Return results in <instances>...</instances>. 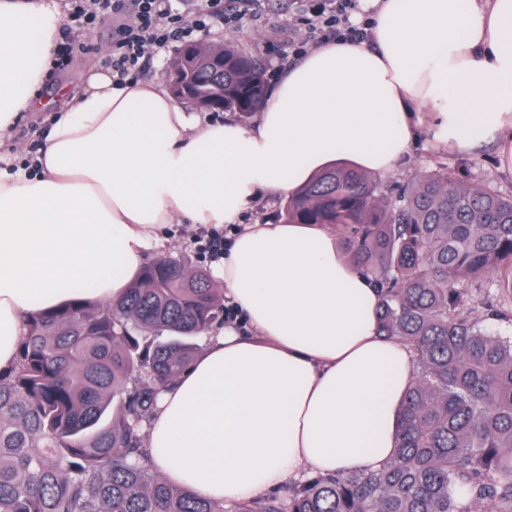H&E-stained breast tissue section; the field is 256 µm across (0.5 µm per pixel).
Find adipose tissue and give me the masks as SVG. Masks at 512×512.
I'll return each mask as SVG.
<instances>
[{
	"label": "adipose tissue",
	"instance_id": "obj_1",
	"mask_svg": "<svg viewBox=\"0 0 512 512\" xmlns=\"http://www.w3.org/2000/svg\"><path fill=\"white\" fill-rule=\"evenodd\" d=\"M371 37L284 71L255 123H216L158 80L91 73L50 117L38 166L0 159V370L32 317L87 280L117 302L175 219L231 224L344 159L384 176L432 125L438 145L496 147L512 176V0H367ZM63 0H0V138L53 62ZM248 332L211 334L166 388L151 465L206 499H255L312 470L394 453L411 356L379 335V296L325 224H244L217 272Z\"/></svg>",
	"mask_w": 512,
	"mask_h": 512
}]
</instances>
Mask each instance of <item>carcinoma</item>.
Instances as JSON below:
<instances>
[{
    "label": "carcinoma",
    "instance_id": "carcinoma-1",
    "mask_svg": "<svg viewBox=\"0 0 512 512\" xmlns=\"http://www.w3.org/2000/svg\"><path fill=\"white\" fill-rule=\"evenodd\" d=\"M224 89L246 122L269 92L264 62L224 42ZM278 224H327L379 292L380 333L404 342L413 376L391 460L316 472L263 498L224 504L151 465L158 396L224 316L208 271L147 262L116 303L84 298L33 319L0 374V512H512V195L436 162L405 183L351 165L315 175L281 203Z\"/></svg>",
    "mask_w": 512,
    "mask_h": 512
}]
</instances>
